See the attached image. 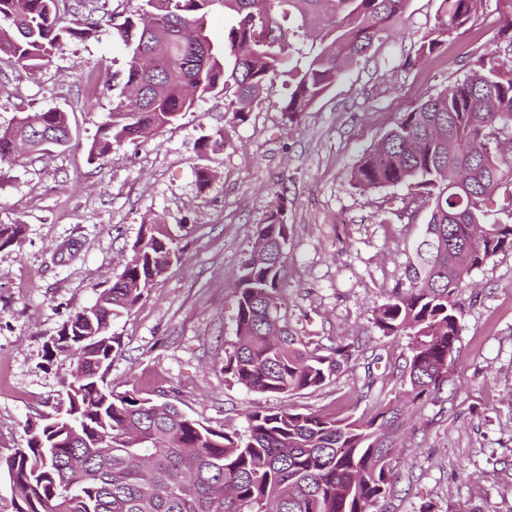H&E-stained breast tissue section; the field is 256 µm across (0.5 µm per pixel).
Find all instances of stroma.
Returning <instances> with one entry per match:
<instances>
[{
	"label": "stroma",
	"instance_id": "stroma-1",
	"mask_svg": "<svg viewBox=\"0 0 512 512\" xmlns=\"http://www.w3.org/2000/svg\"><path fill=\"white\" fill-rule=\"evenodd\" d=\"M439 5L408 0L391 34L297 122L281 110L288 89L278 81L246 122H233L223 96H207L175 125L102 160L89 147L113 91L97 76L123 68L129 55L110 25L69 43L36 74L0 62V126L24 110L57 108L72 129L68 146L45 147L0 172V224L25 227L20 243L0 249V456L25 447L27 421L63 417L68 364L48 356L46 344L111 286L147 224L181 234L182 252L112 323L122 347L106 376L115 391L174 401L231 431L245 430L247 414L260 408L367 418L393 399L392 370L404 365L408 342L379 336L373 318L404 281L430 209L402 217L410 187L360 189L354 168L404 112L463 81L488 49L512 64V44L493 40L512 18V0H482L466 28L428 54L421 46ZM205 138L214 144L202 153ZM199 166L213 174L203 189ZM280 201L290 226L289 325L302 336L361 343L329 383L288 395L249 391L224 373L241 265L257 224ZM69 242L75 254L60 258ZM459 303L448 380L404 416L386 512H512V249L472 271Z\"/></svg>",
	"mask_w": 512,
	"mask_h": 512
}]
</instances>
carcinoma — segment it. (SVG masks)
I'll return each instance as SVG.
<instances>
[{
    "instance_id": "1",
    "label": "carcinoma",
    "mask_w": 512,
    "mask_h": 512,
    "mask_svg": "<svg viewBox=\"0 0 512 512\" xmlns=\"http://www.w3.org/2000/svg\"><path fill=\"white\" fill-rule=\"evenodd\" d=\"M120 23L124 41L137 32L125 66L106 74L116 95L89 155L101 159L161 131L196 100L224 95L225 111L245 122L254 99L279 78L282 107L295 120L398 22L407 0H140ZM480 0H440L421 51L432 53L466 26ZM67 0H0V55L30 73L73 40L94 36L99 22L67 18ZM224 9V41L206 22ZM314 35L321 50L293 60L294 39ZM512 123V66L490 51L460 83L404 113L356 166L365 189L407 184L431 206L417 248L420 267L393 291L374 318L383 337L412 339L401 390L368 420L336 418L282 406L248 414L242 433L202 424L170 401L116 392L105 375L121 350L112 321L133 309L146 287L180 252L179 238L152 224L132 246L123 271L95 302L71 314L51 339L69 361L60 382L65 414L26 423V447L0 456L14 512H379L390 494V457L405 402L440 391L448 352L459 340L457 296L471 272L512 249V224H485L488 201L502 193L512 214V160L499 150V123ZM71 141L67 113L23 112L0 128V170L44 143ZM21 224H0V248L19 243ZM289 224L279 202L257 225L238 277L236 342L224 373L258 393L288 394L331 380L355 343L326 346L288 325L281 287Z\"/></svg>"
}]
</instances>
